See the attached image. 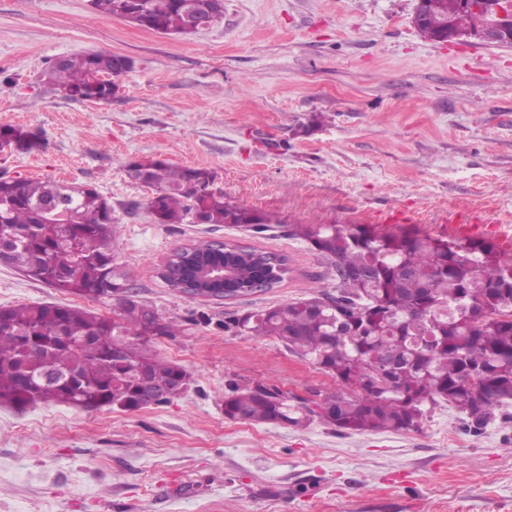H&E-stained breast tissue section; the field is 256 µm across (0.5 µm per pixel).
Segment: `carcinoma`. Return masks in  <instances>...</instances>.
<instances>
[{"instance_id": "cac0c4a2", "label": "carcinoma", "mask_w": 512, "mask_h": 512, "mask_svg": "<svg viewBox=\"0 0 512 512\" xmlns=\"http://www.w3.org/2000/svg\"><path fill=\"white\" fill-rule=\"evenodd\" d=\"M421 31L433 38L444 11L455 27L475 25L458 0H431ZM96 14L143 29L180 35L188 26L185 0H90ZM129 58L112 52L64 56L49 81L70 100L107 102L112 78ZM0 143L33 150L37 141L21 127L0 126ZM148 188L159 224H180L204 210L206 224L270 230L272 219L224 200L217 174L139 158L125 165ZM112 205L90 186L50 179L0 178V241L9 266L77 297H117L119 318L73 304L0 307V403L26 407L65 403L85 410L143 407L144 382L157 388L153 404L170 403L190 385L178 364L150 350L157 336L177 328L128 295L130 275L112 254ZM328 265L334 292L233 316L224 328L277 339L288 353L336 381L321 394L322 411L274 383L234 387L224 415L253 424L306 428L318 422L348 434L409 431L446 403L478 431L494 410L512 403V250L482 237L444 238L406 224H293ZM240 273L272 288L268 272L285 258L241 248Z\"/></svg>"}]
</instances>
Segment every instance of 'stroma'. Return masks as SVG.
I'll return each instance as SVG.
<instances>
[{"mask_svg": "<svg viewBox=\"0 0 512 512\" xmlns=\"http://www.w3.org/2000/svg\"><path fill=\"white\" fill-rule=\"evenodd\" d=\"M415 7L224 0L220 22L180 37L88 0H0V125L41 143L0 152V175L87 185L111 202L112 252L135 299L180 326L152 350L191 375L180 398L135 411L0 405V512H512V405L478 431L444 403L419 429L366 435L224 415L236 386L313 398L335 385L278 340L224 328L332 289L325 261L285 226L414 224L512 246V46L429 40ZM91 52L133 61L111 101L50 90L56 58ZM143 157L211 169L226 201L278 228L155 223L150 191L125 171ZM196 240L277 253L288 272L245 298H189L159 272ZM30 303L120 310L0 265V306Z\"/></svg>", "mask_w": 512, "mask_h": 512, "instance_id": "1", "label": "stroma"}]
</instances>
